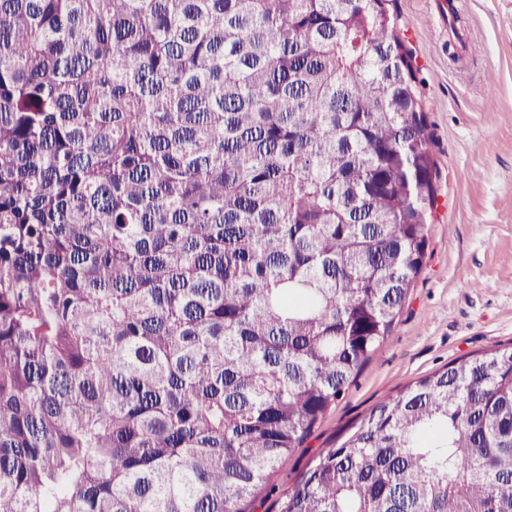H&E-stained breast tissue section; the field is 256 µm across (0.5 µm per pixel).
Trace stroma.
Segmentation results:
<instances>
[{
  "label": "stroma",
  "mask_w": 512,
  "mask_h": 512,
  "mask_svg": "<svg viewBox=\"0 0 512 512\" xmlns=\"http://www.w3.org/2000/svg\"><path fill=\"white\" fill-rule=\"evenodd\" d=\"M397 0L434 132L438 172L424 268L389 338L306 447L274 474L275 502L316 449L373 405L467 355L512 345V0Z\"/></svg>",
  "instance_id": "1"
}]
</instances>
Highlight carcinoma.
<instances>
[{
  "label": "carcinoma",
  "instance_id": "carcinoma-1",
  "mask_svg": "<svg viewBox=\"0 0 512 512\" xmlns=\"http://www.w3.org/2000/svg\"><path fill=\"white\" fill-rule=\"evenodd\" d=\"M396 0H0V512H253L424 268ZM279 512H512V347L319 448Z\"/></svg>",
  "mask_w": 512,
  "mask_h": 512
}]
</instances>
